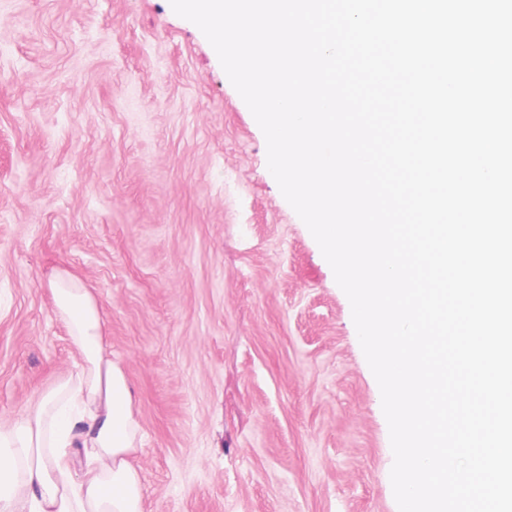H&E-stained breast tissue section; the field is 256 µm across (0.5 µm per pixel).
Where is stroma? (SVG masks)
<instances>
[{"label":"stroma","instance_id":"stroma-1","mask_svg":"<svg viewBox=\"0 0 512 512\" xmlns=\"http://www.w3.org/2000/svg\"><path fill=\"white\" fill-rule=\"evenodd\" d=\"M57 269L103 304L151 512H398L350 302L169 0H0V420L75 369Z\"/></svg>","mask_w":512,"mask_h":512}]
</instances>
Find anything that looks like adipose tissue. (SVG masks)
<instances>
[{"label":"adipose tissue","instance_id":"adipose-tissue-1","mask_svg":"<svg viewBox=\"0 0 512 512\" xmlns=\"http://www.w3.org/2000/svg\"><path fill=\"white\" fill-rule=\"evenodd\" d=\"M80 360L74 372L0 421V512H148L134 395L105 336L101 306L73 273L49 281Z\"/></svg>","mask_w":512,"mask_h":512}]
</instances>
